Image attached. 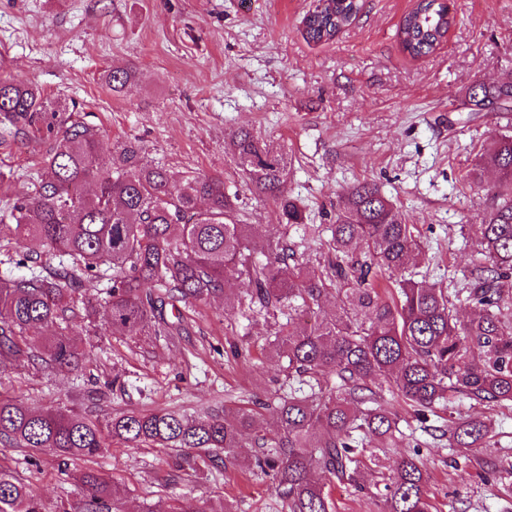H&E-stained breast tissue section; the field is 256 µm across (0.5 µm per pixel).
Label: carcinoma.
Segmentation results:
<instances>
[{"label": "carcinoma", "instance_id": "obj_1", "mask_svg": "<svg viewBox=\"0 0 512 512\" xmlns=\"http://www.w3.org/2000/svg\"><path fill=\"white\" fill-rule=\"evenodd\" d=\"M359 0H317L303 20L302 36L324 43L350 25ZM455 22L444 0H419L399 26L402 49L413 58L432 53ZM123 95L137 81L131 67L102 75ZM512 99V79L470 88L468 106L489 112ZM82 109L50 98L36 83L0 76V140L47 143L41 168L9 204L14 240L35 239L40 251L15 250L28 274L0 279V367L25 357L52 368L82 369L72 343L28 340L26 331L57 323L100 319L111 336H172L165 306L234 295L248 283V309L274 319L270 358L286 362V393L261 403L276 418L268 437L261 413L250 408L192 417L174 410L101 415L92 409L36 411L0 395V445L93 458L111 442L128 448L158 445L179 452L181 468L237 449L250 440L260 449L253 465L272 476L286 512H332L323 480L358 484L366 438L390 439L397 418L376 406L372 388L383 378L428 420L435 407L458 395L479 404H512V134L482 152L471 172L478 181L492 170L493 205L476 225L481 259L467 287L454 292L406 277L420 256L416 227L376 184L363 181L336 206L324 263L297 259L288 238L258 241L239 196L221 174L188 175L177 182L145 160L135 139L112 146V162L98 163L101 129L73 117ZM229 150L257 195L275 198L282 223L308 228V216L286 189L288 160L274 142L240 128ZM58 263H53V260ZM397 282L398 297H384L381 275ZM107 281L102 310L76 303L89 283ZM471 305L456 315L460 295ZM336 376L337 390L324 385ZM490 423L451 422L459 448H477ZM84 493L82 512H113L117 490L94 469L72 474ZM384 512H432L427 477L414 455H404L385 484ZM0 512H46L28 484L0 470ZM172 512H233L222 502L204 507L192 498Z\"/></svg>", "mask_w": 512, "mask_h": 512}]
</instances>
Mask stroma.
Returning <instances> with one entry per match:
<instances>
[{
	"label": "stroma",
	"instance_id": "stroma-1",
	"mask_svg": "<svg viewBox=\"0 0 512 512\" xmlns=\"http://www.w3.org/2000/svg\"><path fill=\"white\" fill-rule=\"evenodd\" d=\"M356 20L328 42L301 36L316 0H0V75L34 81L81 103L84 118L112 144L138 139L153 163L175 178L223 173L239 187L258 238L288 235L313 263L327 248L302 231H285L275 198L252 195L226 151L245 127L288 157L287 189L313 224H326L340 195L378 183L418 228L416 280L461 287L477 258L475 226L491 204L486 185L466 176L512 112H472L470 87L512 78V0H449L455 16L429 56L410 57L398 29L417 0H362ZM110 66L137 69L126 95L101 78ZM179 335L93 336L54 326L51 336L77 345L83 370L71 373L20 360L0 369V392L38 409L87 405L89 376L112 382L107 414L166 408L192 416L271 401L285 376L263 347L273 319L216 297L182 309ZM380 407L421 444L432 512H512V406L494 409L450 397L431 425L456 416L492 417L483 447L453 448L423 431L410 409L384 390ZM407 441H372L362 457L365 490L328 482L334 512H382L384 479ZM168 448L104 450L94 461L61 460L0 447V469L29 482L48 512H78L82 491L61 467L93 468L120 491L119 512H170L176 499L227 501L234 512H284L270 477L214 460L182 480Z\"/></svg>",
	"mask_w": 512,
	"mask_h": 512
}]
</instances>
